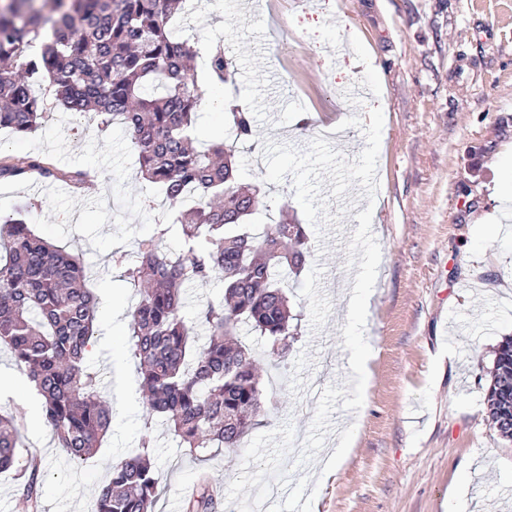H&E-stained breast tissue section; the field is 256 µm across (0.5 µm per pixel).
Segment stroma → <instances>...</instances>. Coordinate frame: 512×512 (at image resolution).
<instances>
[{"mask_svg": "<svg viewBox=\"0 0 512 512\" xmlns=\"http://www.w3.org/2000/svg\"><path fill=\"white\" fill-rule=\"evenodd\" d=\"M201 0L181 16L182 37L221 43L235 75L224 97L252 113L257 140L307 150L351 113L340 91L364 88L343 130L355 159L363 124L381 107L379 189L372 234L381 249L364 329L371 348L364 404L335 409L332 432L314 461L298 458L318 399L346 386L350 353L342 327L355 276L346 246L354 209L321 196L340 228H307L305 264L288 296L299 334L282 357H268L255 332L239 339L259 356L265 391L277 401L236 448L198 460L159 423H148L136 359L127 335L96 347L112 429L98 452L72 462L51 430L25 429V453L42 461L37 506L12 474H0V512H91L93 494L113 463L152 435L159 482L156 512H185L203 483L219 508L240 512H512V441L488 418L486 393L494 352L512 336V0ZM50 108L34 134L0 129V153L39 155L64 169L95 173L74 189L59 181L0 179V213L30 204L27 223L83 258L89 284L112 286L115 323L129 324L137 290L115 273L112 253L152 235L166 204L139 178L119 124L65 111L50 85ZM265 164L238 155L239 182L259 188L253 228L302 210L292 180L265 182ZM0 410L26 405L29 384L0 349Z\"/></svg>", "mask_w": 512, "mask_h": 512, "instance_id": "obj_1", "label": "stroma"}]
</instances>
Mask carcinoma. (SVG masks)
Instances as JSON below:
<instances>
[{"label":"carcinoma","instance_id":"carcinoma-1","mask_svg":"<svg viewBox=\"0 0 512 512\" xmlns=\"http://www.w3.org/2000/svg\"><path fill=\"white\" fill-rule=\"evenodd\" d=\"M188 0H55L46 15L32 0L0 10V129L36 131L47 105L33 86L49 81L55 99L76 113L117 120L137 155L139 175L158 185L171 206L166 221L136 242L128 278L139 288L129 335L149 418H159L195 456L235 448L272 398L259 381L257 359L238 340L249 327L278 356L297 334L288 281L304 263L303 225L286 214L249 232L257 191L236 179L238 145L253 142L252 113L234 106L224 139L194 145L205 90L190 62L195 50L171 28ZM232 63L215 48L207 80L224 84ZM36 174L84 185L85 171H66L43 157L0 159V178ZM178 234L177 251L162 246ZM224 277V295L180 316L184 288ZM79 258L37 235L23 219L0 221V347L41 401V417L57 447L84 461L112 428L101 375L86 366L98 337L99 300ZM208 340L199 344L195 328ZM488 416L512 421V337L499 344L486 394ZM27 412L0 414V473L16 471L23 496L38 506L40 462L19 460ZM144 436L142 451L112 466L94 495L93 512H154L158 482ZM202 485L187 512H212Z\"/></svg>","mask_w":512,"mask_h":512}]
</instances>
